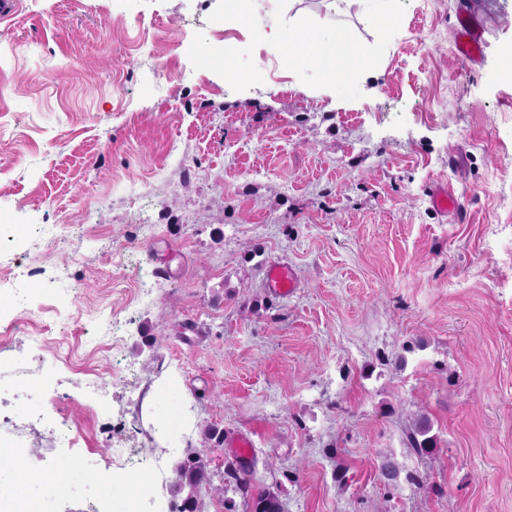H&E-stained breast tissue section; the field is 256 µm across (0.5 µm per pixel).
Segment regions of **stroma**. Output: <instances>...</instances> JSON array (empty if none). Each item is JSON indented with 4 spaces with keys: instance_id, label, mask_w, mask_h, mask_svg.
Returning <instances> with one entry per match:
<instances>
[{
    "instance_id": "stroma-1",
    "label": "stroma",
    "mask_w": 512,
    "mask_h": 512,
    "mask_svg": "<svg viewBox=\"0 0 512 512\" xmlns=\"http://www.w3.org/2000/svg\"><path fill=\"white\" fill-rule=\"evenodd\" d=\"M403 2L355 101L210 23L218 0H20L0 21V268L42 266L0 285V325L50 327L40 349L0 335V444L46 469L81 459L56 512H125L106 488L140 479L162 512L191 448L210 451L200 512H252L211 428L252 439L251 485L284 512H512V0H466L472 62L459 0ZM193 18L213 46L252 47L262 84L194 69ZM437 184L466 223L433 207ZM274 260L297 274L289 297L266 286ZM423 415L438 447L421 456L406 433ZM61 420L68 448L47 432ZM119 424L162 472L112 463ZM460 25L456 40L458 56L463 60H472L481 52V37L473 29L472 18L463 14L460 18Z\"/></svg>"
}]
</instances>
